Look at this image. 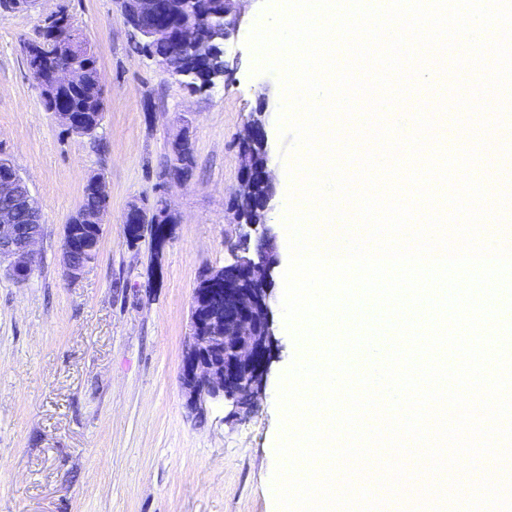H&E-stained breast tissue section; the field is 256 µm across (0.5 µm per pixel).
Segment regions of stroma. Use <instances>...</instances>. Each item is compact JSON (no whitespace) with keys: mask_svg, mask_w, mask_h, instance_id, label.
<instances>
[{"mask_svg":"<svg viewBox=\"0 0 512 512\" xmlns=\"http://www.w3.org/2000/svg\"><path fill=\"white\" fill-rule=\"evenodd\" d=\"M264 0H239L240 28L224 44L229 81L194 94L143 52L116 0H35L0 7V156L11 158L37 200L44 227L36 266L22 284L0 274V512H276L272 479L280 433L277 393L299 348L282 314L281 253L273 271L275 334L261 392L230 416L212 404L192 419L181 388L193 291L200 275L230 261L239 141L268 89L276 209L290 181L278 133L282 89L252 74L246 40ZM65 13L92 46L105 87L96 137L68 134L46 112L22 50L47 17ZM472 147L476 119L439 113ZM186 131L194 165L172 176L171 142ZM110 196L96 259L75 281L63 275L64 226L90 175ZM166 199L174 217L163 249L129 245L130 202Z\"/></svg>","mask_w":512,"mask_h":512,"instance_id":"obj_1","label":"stroma"}]
</instances>
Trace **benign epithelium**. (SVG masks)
<instances>
[{
  "instance_id": "obj_1",
  "label": "benign epithelium",
  "mask_w": 512,
  "mask_h": 512,
  "mask_svg": "<svg viewBox=\"0 0 512 512\" xmlns=\"http://www.w3.org/2000/svg\"><path fill=\"white\" fill-rule=\"evenodd\" d=\"M235 0H223L224 28L214 34L196 20L176 27L174 41L194 48L196 58L224 56V42L236 31L238 16ZM186 0H121V18L141 37L162 36L165 30L160 18L181 20ZM74 37L60 36L54 52L42 66L29 67L30 75L47 111L55 120L83 137L78 120L71 109L58 97V90L79 85L85 68L73 58ZM228 68L176 73L190 91H205L224 79ZM268 93L251 112L245 134L240 140L241 167L238 198L243 201L260 194L263 207L271 210L277 189L271 174V153L266 114ZM0 270L16 282L23 283L33 270L37 255L36 244L42 236L41 213L25 180L16 176L0 178ZM28 215L30 223H17L18 214ZM238 238L256 235L263 242L273 239L267 221H255L237 213ZM64 275L75 281L88 266V248L81 232L68 230L62 241ZM278 259L270 250L255 255L231 250V262L211 269L203 276L195 296L205 306V312L194 311L190 321V339L182 369L181 383L190 416L203 415L208 405L228 402L235 409L246 406L262 388L267 372L269 348L274 336L271 310L272 272Z\"/></svg>"
}]
</instances>
